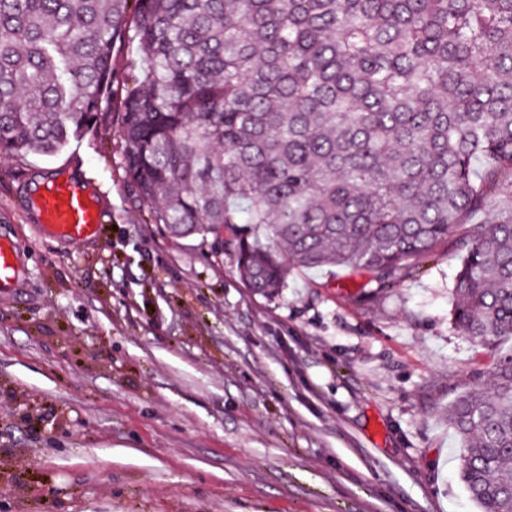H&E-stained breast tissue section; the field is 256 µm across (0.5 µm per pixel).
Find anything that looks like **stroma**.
<instances>
[{
	"instance_id": "1",
	"label": "stroma",
	"mask_w": 512,
	"mask_h": 512,
	"mask_svg": "<svg viewBox=\"0 0 512 512\" xmlns=\"http://www.w3.org/2000/svg\"><path fill=\"white\" fill-rule=\"evenodd\" d=\"M118 78L94 130L51 156H0V512H479L448 406L512 356L455 324L464 228L395 281L289 267L278 297L237 269L240 227L175 236L123 163ZM79 176L107 213L70 243L24 202ZM21 269L18 248L13 241H0V293H8L16 287Z\"/></svg>"
}]
</instances>
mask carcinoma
I'll use <instances>...</instances> for the list:
<instances>
[{
	"label": "carcinoma",
	"instance_id": "1",
	"mask_svg": "<svg viewBox=\"0 0 512 512\" xmlns=\"http://www.w3.org/2000/svg\"><path fill=\"white\" fill-rule=\"evenodd\" d=\"M0 0V155L97 126L112 46L144 63L123 102L126 173L176 236L255 224L240 276L287 267L381 282L470 224L453 315L512 336V0ZM481 512H512V364L448 406Z\"/></svg>",
	"mask_w": 512,
	"mask_h": 512
}]
</instances>
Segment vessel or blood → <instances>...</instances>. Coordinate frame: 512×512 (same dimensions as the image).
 <instances>
[{"instance_id": "vessel-or-blood-1", "label": "vessel or blood", "mask_w": 512, "mask_h": 512, "mask_svg": "<svg viewBox=\"0 0 512 512\" xmlns=\"http://www.w3.org/2000/svg\"><path fill=\"white\" fill-rule=\"evenodd\" d=\"M31 220L43 230L74 243L97 236L106 215L94 197L73 182L49 178L28 201ZM21 269L13 241H0V293L15 288Z\"/></svg>"}]
</instances>
